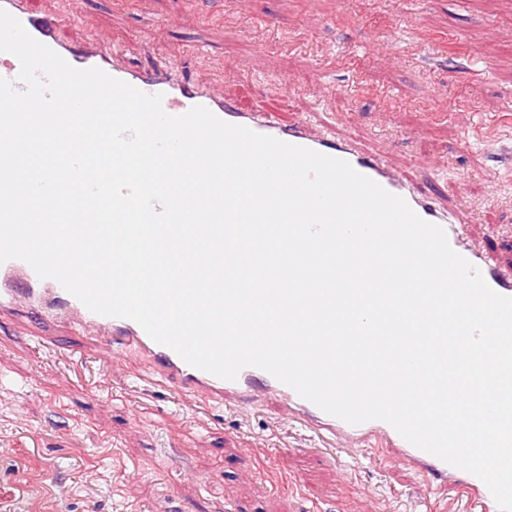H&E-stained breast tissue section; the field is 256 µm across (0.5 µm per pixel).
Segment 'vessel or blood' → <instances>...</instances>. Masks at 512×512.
I'll return each mask as SVG.
<instances>
[{"instance_id": "vessel-or-blood-1", "label": "vessel or blood", "mask_w": 512, "mask_h": 512, "mask_svg": "<svg viewBox=\"0 0 512 512\" xmlns=\"http://www.w3.org/2000/svg\"><path fill=\"white\" fill-rule=\"evenodd\" d=\"M0 8L18 19L27 32L79 69L97 67L147 94H162L163 109L180 116L202 106L219 119L240 125L255 133L305 147L348 162L387 191L400 196L422 219L442 227L451 248L478 268L491 289L512 297V271L504 269L486 251H477L460 229L461 215L446 206L440 196L411 185L351 138L334 139L310 132L307 125L281 127L266 117L240 111L232 102L217 96L210 88L188 80L182 62L142 67L115 59L103 34L91 32L78 45L66 42L55 14L38 7L36 0H0ZM13 311L30 321H67L95 335L102 344L132 352L137 366L131 376L137 380L164 381L202 406L214 402L247 406L272 396L283 410L329 433L376 448L386 457L413 464L435 498L448 493V465L406 441L393 426L381 420L359 425L331 416L301 398L291 387L256 367L240 371L228 381L185 362L173 350L156 343L143 328L128 318L91 312L56 280L39 278L25 261L11 259L0 264V312ZM459 493L465 497L468 512H485L491 492L479 479L466 478Z\"/></svg>"}]
</instances>
